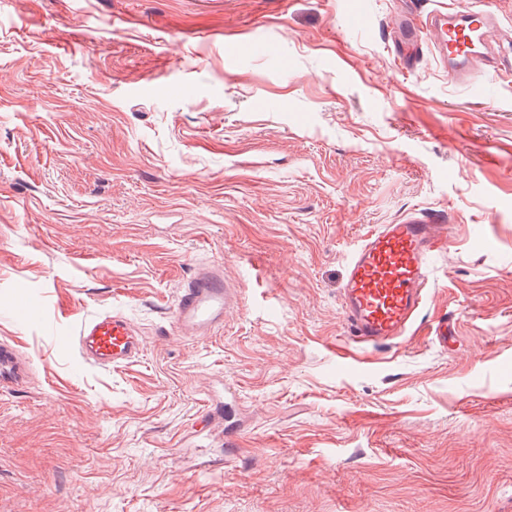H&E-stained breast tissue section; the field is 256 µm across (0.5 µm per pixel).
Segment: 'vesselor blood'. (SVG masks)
Wrapping results in <instances>:
<instances>
[{
    "label": "vessel or blood",
    "instance_id": "obj_1",
    "mask_svg": "<svg viewBox=\"0 0 512 512\" xmlns=\"http://www.w3.org/2000/svg\"><path fill=\"white\" fill-rule=\"evenodd\" d=\"M498 21L489 8L462 4L417 16L409 30L413 45L400 56L412 69L423 43H431L450 80L463 82L479 72L512 71L489 43ZM453 233L440 214L424 212L364 235L348 257L342 290L344 321L351 336L372 347L404 336L424 307L431 281L429 261L447 251ZM232 290L220 266L196 270L180 291L173 321L185 334L202 336L224 322ZM81 358L111 368L132 363L142 352L134 326L117 314L83 321L73 338ZM21 358L0 341V383L15 379Z\"/></svg>",
    "mask_w": 512,
    "mask_h": 512
}]
</instances>
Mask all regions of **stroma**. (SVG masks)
<instances>
[{"instance_id": "35a3bbf8", "label": "stroma", "mask_w": 512, "mask_h": 512, "mask_svg": "<svg viewBox=\"0 0 512 512\" xmlns=\"http://www.w3.org/2000/svg\"><path fill=\"white\" fill-rule=\"evenodd\" d=\"M405 8L0 0V512H512V75L402 71ZM420 210L427 303L361 347L346 255ZM203 263L239 301L188 337ZM112 311L140 357L84 363ZM20 362V355L14 345L0 341V384L17 377Z\"/></svg>"}]
</instances>
